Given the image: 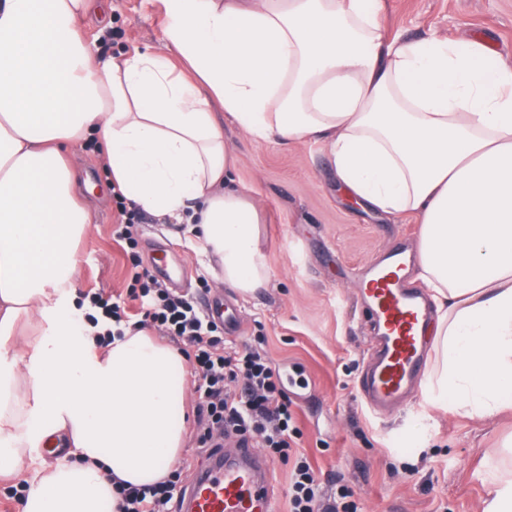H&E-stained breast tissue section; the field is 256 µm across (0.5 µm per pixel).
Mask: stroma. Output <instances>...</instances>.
<instances>
[{"label":"stroma","instance_id":"stroma-1","mask_svg":"<svg viewBox=\"0 0 512 512\" xmlns=\"http://www.w3.org/2000/svg\"><path fill=\"white\" fill-rule=\"evenodd\" d=\"M160 0H111L108 21L88 15L84 34L103 54L150 49L168 54ZM385 39L478 38L512 66V0H382ZM234 176L262 205L266 287L242 297L218 288L187 245L183 227L144 215L138 246L115 235L119 207L94 145L77 147L78 179L92 187V224L78 245L76 294L123 297L131 256L148 270L158 257L184 264L185 293L229 298L240 309V333L226 347L262 346L291 387L301 451L323 495L337 485L354 492L358 512H483L486 475L512 472V409L486 419L461 416L424 402L421 393L383 415L371 414L360 379L374 352V331L360 287L388 253L413 248L414 215L389 217L351 203L337 184L321 144L258 143L225 122Z\"/></svg>","mask_w":512,"mask_h":512}]
</instances>
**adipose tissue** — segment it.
<instances>
[{
	"mask_svg": "<svg viewBox=\"0 0 512 512\" xmlns=\"http://www.w3.org/2000/svg\"><path fill=\"white\" fill-rule=\"evenodd\" d=\"M163 56L104 57L92 0H0V477L67 440L22 512H101L152 484L186 423L184 356L150 331L97 344L73 288L92 222L72 146L109 187L187 225L219 285L269 278L261 207L232 176L224 120L257 142H322L352 198L412 214L439 363L422 384L465 417L512 399V68L477 40L384 43L380 0H162Z\"/></svg>",
	"mask_w": 512,
	"mask_h": 512,
	"instance_id": "1",
	"label": "adipose tissue"
}]
</instances>
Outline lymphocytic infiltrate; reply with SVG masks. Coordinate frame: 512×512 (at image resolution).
I'll use <instances>...</instances> for the list:
<instances>
[{"label":"lymphocytic infiltrate","mask_w":512,"mask_h":512,"mask_svg":"<svg viewBox=\"0 0 512 512\" xmlns=\"http://www.w3.org/2000/svg\"><path fill=\"white\" fill-rule=\"evenodd\" d=\"M129 276V299L140 304L141 326L155 328L183 345L198 395L201 447L215 448L223 439L236 437L254 441L270 456L292 460L289 512H357L348 486H339L334 498H323L310 462L297 453L302 432L279 368L253 346L225 350L216 322L201 312L197 302L159 283L139 262H132ZM180 477L176 469L153 485H122L118 512H176Z\"/></svg>","instance_id":"f902f5d3"}]
</instances>
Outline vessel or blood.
Wrapping results in <instances>:
<instances>
[{
  "label": "vessel or blood",
  "mask_w": 512,
  "mask_h": 512,
  "mask_svg": "<svg viewBox=\"0 0 512 512\" xmlns=\"http://www.w3.org/2000/svg\"><path fill=\"white\" fill-rule=\"evenodd\" d=\"M404 268L400 252H392L363 284L378 346L361 392L380 410L409 395L423 371L430 308L406 286ZM273 489L266 457L254 442L243 441L236 454H216L209 466L195 473L185 490L182 512H274Z\"/></svg>",
  "instance_id": "1"
}]
</instances>
